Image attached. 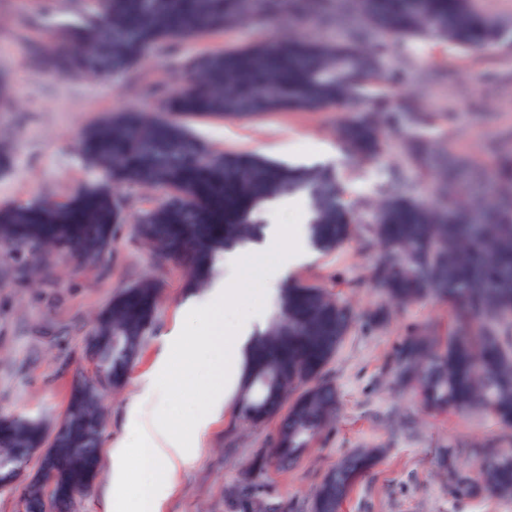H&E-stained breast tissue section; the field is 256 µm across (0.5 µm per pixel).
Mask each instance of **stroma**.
<instances>
[{"label":"stroma","instance_id":"obj_1","mask_svg":"<svg viewBox=\"0 0 512 512\" xmlns=\"http://www.w3.org/2000/svg\"><path fill=\"white\" fill-rule=\"evenodd\" d=\"M31 0H0V76L12 91L10 111L0 112V149L9 162L0 170V209L33 204L43 199L64 201L98 174L78 150L79 136L107 116L140 107L153 109V100L139 96L144 87H163L173 80L166 51L153 52L133 72L132 82L40 76L26 64L22 32L49 42L46 27L26 28ZM429 57L438 82H413L417 98L432 118L423 137L448 153L488 164L512 151V45L466 53L431 39L416 42ZM343 108L317 112H282L247 121L193 118L187 125L209 149L254 151L294 165H329L342 178L344 200L359 215H368L379 198L377 180L393 164H406L407 140L395 131L384 141L379 160L357 162L349 157L338 136ZM265 222L290 231L293 257L281 265L278 253H262L254 270L258 290L237 299V310L268 315L279 288L300 279L325 286L347 302L357 316L349 335L325 373L335 384L340 409L331 428L291 467L270 469L268 495L287 502L290 512H312L313 492L323 475L345 455L359 448H379L383 456L366 475L340 512H512V498L483 492L455 491L439 460L450 448L459 451L458 466L475 477L474 460L467 454L475 441H498L512 448V434L481 411L430 414L413 405L409 393L392 386L389 361L410 333L421 324L446 322L445 306L424 302L393 308L381 324L366 322L364 311L376 308L383 296L370 278L377 255L363 250L359 239L347 241L335 253L311 249L305 234L293 227L306 222L303 202L272 203ZM51 275L29 281L17 278L10 263H0V413H27L58 425L73 381L90 372L84 352L96 314L113 295L144 275L161 283L159 308L141 357L131 368L125 386L110 393L106 404L105 438L100 471L95 481L77 494L66 512H110L111 446L130 448L128 485H139L144 466L137 452L142 440L128 423L134 403L145 402L149 413L171 419L202 399L198 390L143 400L146 385L160 361L174 353L176 337L203 332L195 318L206 294L183 286L185 266L168 263L155 271L153 254L138 241L130 225H121L112 245L108 269L89 267L52 255ZM276 421L251 427L235 418L234 408L190 446L197 457L169 492L161 512H228L227 492L243 478L257 449L266 447Z\"/></svg>","mask_w":512,"mask_h":512}]
</instances>
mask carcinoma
<instances>
[{
    "label": "carcinoma",
    "instance_id": "carcinoma-1",
    "mask_svg": "<svg viewBox=\"0 0 512 512\" xmlns=\"http://www.w3.org/2000/svg\"><path fill=\"white\" fill-rule=\"evenodd\" d=\"M34 4L36 14L55 16V45L29 42L31 68L105 80L130 79L159 46L221 35L244 21L262 27L285 7L332 24L339 31L334 39L264 37L190 62L177 58L176 90L146 94L183 118L243 120L342 104L349 112L373 109L377 119L340 126L350 157L376 159L384 137L399 124L407 127L414 168L384 173V195L361 231L336 168L209 151L182 121L128 109L80 136L81 154L101 181L66 202L0 210V246L15 267L37 274L64 244L90 265L106 267L116 225L130 219L158 264L186 260L184 287L204 289L225 252L261 238L270 203L300 197L318 252L332 253L359 232L363 249L378 251L374 276L389 302L406 306L431 298L454 309L447 327L430 323L402 345L394 362L396 385L413 388L432 412L479 408L512 430V154L491 167L458 161L437 184L421 162L422 113L401 95L394 109L376 100L393 82L409 79L407 70L390 64L406 42L432 39L460 51L486 50L504 43L509 20L482 11L477 0H82L63 16L44 0ZM113 186L153 188L162 197L129 214ZM430 187L435 201L424 198ZM159 296V280L147 275L96 316L86 351L94 374L114 389L126 382L143 349ZM353 321L350 307L321 286L292 280L279 289L264 327L254 332L253 360L236 401L240 420L279 423L232 491L234 512L288 510L265 496L266 476L270 467L283 469L299 458L334 420L338 394L323 371ZM105 412L104 393L82 376L54 431L40 417L0 416L1 486L14 484L29 457L42 450L41 476L22 488L25 512H57L92 484ZM473 453L482 487L512 497V454L493 443ZM376 462L375 452L365 450L328 471L314 492L313 512H339ZM447 466L457 489H476L454 463Z\"/></svg>",
    "mask_w": 512,
    "mask_h": 512
}]
</instances>
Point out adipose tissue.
Instances as JSON below:
<instances>
[{"instance_id":"adipose-tissue-1","label":"adipose tissue","mask_w":512,"mask_h":512,"mask_svg":"<svg viewBox=\"0 0 512 512\" xmlns=\"http://www.w3.org/2000/svg\"><path fill=\"white\" fill-rule=\"evenodd\" d=\"M248 287V281L241 279L216 290L206 309L209 321L206 335L195 341L181 342L179 356L159 366V380L148 387V394L175 393L198 385L207 389V400L187 433L176 429L173 423L158 424L145 414H138L133 424L143 433L145 445L140 453L146 463L147 479L136 488H128L125 483L126 450L114 448L111 452L113 496L132 495L145 505L146 512H160L161 501L180 473L194 465L196 457L188 449V441L208 430L224 412L241 381L252 320L244 317L233 324H225L224 306L231 297Z\"/></svg>"}]
</instances>
